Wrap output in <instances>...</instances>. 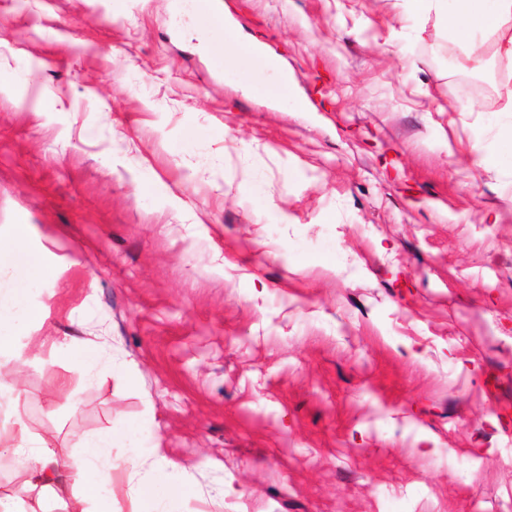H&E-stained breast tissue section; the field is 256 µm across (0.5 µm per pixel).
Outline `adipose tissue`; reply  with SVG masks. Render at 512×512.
<instances>
[{"instance_id":"obj_1","label":"adipose tissue","mask_w":512,"mask_h":512,"mask_svg":"<svg viewBox=\"0 0 512 512\" xmlns=\"http://www.w3.org/2000/svg\"><path fill=\"white\" fill-rule=\"evenodd\" d=\"M407 14L440 16L465 46L476 36L498 37L497 52L512 61V0H402ZM13 268L0 261V358L28 361L11 334L20 324L41 318L38 308L22 304L11 288ZM85 459L75 466L59 465L46 441L19 427L11 449L21 464L24 487L35 496L38 512H112V433L105 430L82 443Z\"/></svg>"}]
</instances>
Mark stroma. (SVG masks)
Listing matches in <instances>:
<instances>
[{"mask_svg":"<svg viewBox=\"0 0 512 512\" xmlns=\"http://www.w3.org/2000/svg\"><path fill=\"white\" fill-rule=\"evenodd\" d=\"M214 3L252 54L188 0H0V258L43 313L0 451L113 429L112 512H512L496 36L478 71L401 0ZM67 352L72 364L80 370L92 371L97 364L95 357L89 352L86 344L72 338L67 344Z\"/></svg>","mask_w":512,"mask_h":512,"instance_id":"1","label":"stroma"}]
</instances>
